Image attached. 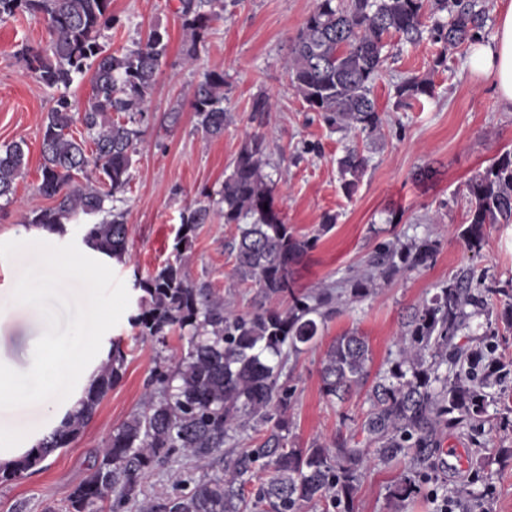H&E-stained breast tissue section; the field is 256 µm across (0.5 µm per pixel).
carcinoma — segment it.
Segmentation results:
<instances>
[{
    "label": "carcinoma",
    "instance_id": "carcinoma-1",
    "mask_svg": "<svg viewBox=\"0 0 512 512\" xmlns=\"http://www.w3.org/2000/svg\"><path fill=\"white\" fill-rule=\"evenodd\" d=\"M112 0H0V21L19 12L39 13L49 39L26 47L29 69L48 88L60 90L43 120L42 180L39 191L53 205L23 216L21 223L63 235L66 224H79L82 244L108 259L124 260L129 226L116 206L130 181L141 127L160 66L168 51L167 31L154 27L132 49L109 51L101 32L112 28ZM224 0H180L183 27L197 40ZM488 15L481 0H318L290 45L289 86L306 108L332 130L357 131L367 138L381 134L382 118L371 87L387 60V38L406 44L429 38L458 48L482 38ZM91 74V99L81 116L86 135L75 137L72 102L66 89ZM222 72H209L194 90L196 128L205 136L224 135ZM426 78L411 76L395 86L394 107L406 108L433 96ZM270 146L264 134L250 133L221 189H204L186 206L173 244V259L144 278L130 325L136 337L165 348L176 333L178 353L156 361L139 409L129 415L100 448L90 475L73 488L60 512H112L140 502L141 482L178 450L197 465L224 460V475L202 476L187 494L166 498L162 512H300L307 504L327 502L334 508L353 500L361 468L373 457L389 463L410 453L426 465L440 441L437 434L460 427L479 434L488 422L492 377L512 360L491 358L460 343L473 314L488 313L495 296L500 317L512 327V285L480 289L484 276L467 270L407 312L395 357L370 377L372 352L365 337L353 331L336 338L321 361L323 395L345 401L369 386L370 409L358 434L332 444L288 447V409L293 389L281 380L288 357L299 354L318 336L333 313V298L347 306L362 301L375 277L388 280L435 258L438 244L428 235L378 244L368 257L370 271L339 282L343 292L298 294L290 280L292 266L313 249L317 237L296 234L274 207L275 183L265 173ZM369 158L349 149L338 159L341 189L348 197L358 189ZM26 167L23 143L0 152V200L10 201ZM466 223L457 229L465 249L478 254L488 228L512 224V151H506L467 184ZM111 206H106V203ZM218 217L236 225L231 246L234 273L255 283L266 299H285L283 309L242 313L224 303L206 281H192L186 259L197 229ZM127 354L121 342H110L79 408L67 413L62 428L42 440L11 468L0 467V483L20 477L45 457L74 442L93 421L101 401L123 378ZM264 432L256 448L239 453V433ZM269 477L248 502L245 487L257 463ZM428 471L407 473L391 497L409 500L429 483Z\"/></svg>",
    "mask_w": 512,
    "mask_h": 512
}]
</instances>
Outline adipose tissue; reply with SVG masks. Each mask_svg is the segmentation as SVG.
I'll return each mask as SVG.
<instances>
[{
    "mask_svg": "<svg viewBox=\"0 0 512 512\" xmlns=\"http://www.w3.org/2000/svg\"><path fill=\"white\" fill-rule=\"evenodd\" d=\"M496 27L492 41L475 44L470 66L472 72L493 76L500 101L512 111V7L498 16ZM69 276L66 269L56 272L44 283L42 292L77 307L73 328L55 333L41 313H33L23 361L0 354V404L30 400L42 416L41 427L34 431L15 422L0 423V464L23 456L59 427L108 357V347L100 343L104 327L95 314V290L89 287L82 295H74L63 286ZM62 378L70 383L64 400L57 395V383Z\"/></svg>",
    "mask_w": 512,
    "mask_h": 512,
    "instance_id": "adipose-tissue-1",
    "label": "adipose tissue"
}]
</instances>
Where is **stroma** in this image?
<instances>
[{
  "mask_svg": "<svg viewBox=\"0 0 512 512\" xmlns=\"http://www.w3.org/2000/svg\"><path fill=\"white\" fill-rule=\"evenodd\" d=\"M224 11L204 39L192 43L177 12L179 0H112L116 20L102 40L111 48H131L149 29L169 35L167 56L142 126V141L130 170L122 208L131 229L125 262L112 264L88 251L78 226L65 235L24 226V213L52 206L39 192L43 118L54 92L28 70L18 52L22 45L49 38L42 15L23 12L0 21V151L24 141L26 169L10 204L0 212V303L11 304L17 289L28 288L38 268L76 266L73 288L92 280L98 312L107 318V338H119L127 352L122 381L107 394L93 421L69 447L21 477L0 483V512H45L61 504L91 472L95 451L112 430L141 405L155 365L151 343L135 340L129 317L134 310L132 283L171 256L180 213L202 189L219 190L245 135L261 130L271 146L268 172L277 184L274 205L300 235H317L324 214L335 226L317 235L315 247L292 269L294 287L307 293L363 270L375 247L394 238L427 235L440 249L428 267L377 281L369 295L341 307L327 320L315 344L290 359L287 371L295 388L288 417L289 446L307 448L355 434L370 404L366 390L348 400L329 401L321 391V359L338 336L355 331L372 350V371L385 368L403 317L431 297L442 284L472 269L486 272L488 284L512 281V224L490 228L480 255L467 252L454 230L466 221L467 182L507 150H512V112L499 101L492 80L468 68L471 47L448 51L430 41L415 46L392 41L384 70L372 96L383 120L382 135L331 131L307 110L291 90L285 61L288 46L316 7V0H224ZM443 66H435L439 52ZM224 74V108L230 119L224 134L205 137L196 129L191 106L196 84L205 73ZM430 79L435 96L410 109L394 106V86L410 76ZM266 95L274 103L263 121L252 119V101ZM179 110L169 125L166 114ZM354 148L369 159L358 189L346 197L340 188L338 158ZM235 225L216 219L201 225L187 261L191 279L208 281L225 303L251 312L265 301L252 282L233 272L231 243ZM490 420L478 438L462 428L445 429L430 474L437 494L394 504L390 491L415 460L364 467L351 512H512V464L500 465L497 452L512 448V430L499 427L512 411V373L501 376ZM481 481H474V471ZM198 473L181 453H174L142 481L147 500L160 503L175 492H189Z\"/></svg>",
  "mask_w": 512,
  "mask_h": 512,
  "instance_id": "stroma-1",
  "label": "stroma"
}]
</instances>
